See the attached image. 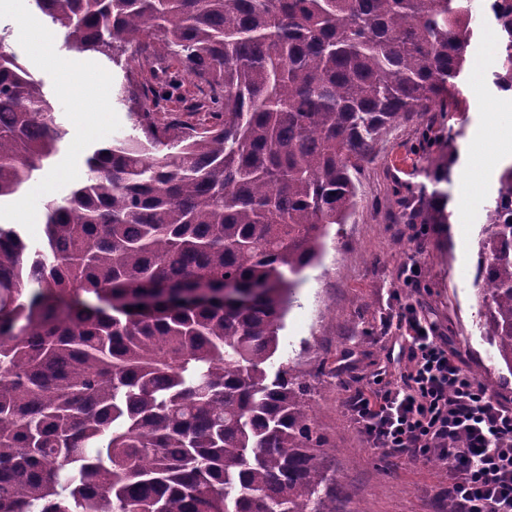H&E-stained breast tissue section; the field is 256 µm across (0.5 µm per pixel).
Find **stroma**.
<instances>
[{
	"label": "stroma",
	"mask_w": 512,
	"mask_h": 512,
	"mask_svg": "<svg viewBox=\"0 0 512 512\" xmlns=\"http://www.w3.org/2000/svg\"><path fill=\"white\" fill-rule=\"evenodd\" d=\"M40 19L45 36L27 30L23 19ZM55 107L67 134L54 156L34 171L32 185L0 203V225L19 231L32 247L45 238L41 215L45 198H64L86 173L92 151L113 139L134 134V116L119 94L127 84L125 67L100 55L68 49L64 31L41 18L33 0L23 14L0 11V29ZM489 72L467 68L460 88L466 109L449 115L430 112L401 123L379 142L359 180V203L347 223L332 225L319 264L307 268L294 291V303L280 336L278 353L267 366L297 367L311 385L309 403L316 431L324 439V464L340 512H446L437 490L443 471L422 458H387L368 448L348 412L346 401L358 383L375 375L391 377L392 352L401 332L392 325L400 304L414 303L438 336L458 355L467 372L481 371V385L512 404V371L500 361L482 330L473 287L484 209L495 192L487 187L471 194L465 208H452L447 224H410L409 207L422 191L439 190L456 199L464 178L453 167L450 181L433 183L425 158L437 154L447 128L459 130L458 148L475 140L485 112L501 115L494 145L512 151V94L496 91ZM105 101L103 125L84 103ZM50 181L47 193L33 185ZM422 268L418 287L407 286L405 264Z\"/></svg>",
	"instance_id": "35a3bbf8"
}]
</instances>
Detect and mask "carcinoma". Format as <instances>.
Masks as SVG:
<instances>
[{"instance_id": "obj_1", "label": "carcinoma", "mask_w": 512, "mask_h": 512, "mask_svg": "<svg viewBox=\"0 0 512 512\" xmlns=\"http://www.w3.org/2000/svg\"><path fill=\"white\" fill-rule=\"evenodd\" d=\"M35 3L79 51L152 52L142 135L43 202L42 246L0 225V512H336L308 386L266 364L382 135L461 111L472 0ZM492 14L508 92L512 0ZM169 59L201 94L196 123L166 107ZM64 136L0 36V201ZM456 138L425 158L436 183ZM498 183L474 287L512 371V164ZM447 202L423 194L409 223H451Z\"/></svg>"}]
</instances>
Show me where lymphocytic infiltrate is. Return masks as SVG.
Wrapping results in <instances>:
<instances>
[{
	"instance_id": "obj_1",
	"label": "lymphocytic infiltrate",
	"mask_w": 512,
	"mask_h": 512,
	"mask_svg": "<svg viewBox=\"0 0 512 512\" xmlns=\"http://www.w3.org/2000/svg\"><path fill=\"white\" fill-rule=\"evenodd\" d=\"M397 322L404 367L348 400L360 435L386 456L438 463L452 512H512V408L464 372L414 304L400 308Z\"/></svg>"
}]
</instances>
